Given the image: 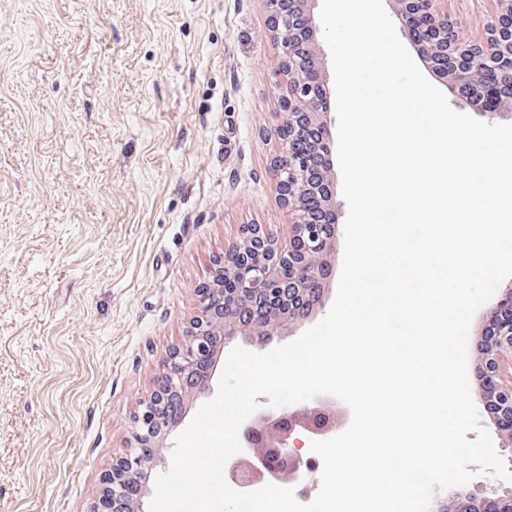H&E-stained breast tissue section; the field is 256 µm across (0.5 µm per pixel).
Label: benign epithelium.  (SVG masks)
Segmentation results:
<instances>
[{"mask_svg":"<svg viewBox=\"0 0 512 512\" xmlns=\"http://www.w3.org/2000/svg\"><path fill=\"white\" fill-rule=\"evenodd\" d=\"M266 2L271 38L278 49L280 106L272 177L290 216L288 240L273 239L257 224L244 226L240 240L224 250V261L214 264L211 281L197 288V314L184 342L167 356L152 397L142 403L145 409L167 399V381L194 375L204 344L255 336L253 347L260 353L266 346L263 337L270 335L268 328L298 320L294 304L308 290L314 292L313 312L323 310L321 290L332 270L338 213L332 154L335 90L323 48L321 0H288L286 15L282 0ZM441 2L389 0L390 18L413 43L420 60L444 82L448 48L455 49L457 80L448 94L456 103L482 98L483 112L495 115L493 95L512 91V0H497L494 18L471 39L448 26V12ZM244 277L248 287L267 291V315L261 323H246L238 310L224 309V283ZM484 316L491 318L496 348L483 360L481 370L500 403V431L512 435V293L487 308ZM328 404L329 399L317 396L300 406L267 405L257 410L239 429L242 450L227 460L225 480L242 491L285 479L298 483L311 469L305 443L326 440L336 431V420L325 413ZM134 426L136 435L149 434L154 446L145 460L129 452L112 464L92 512H141L140 500H121L118 492L161 462L156 448L167 436L168 426L149 419L146 412L135 416Z\"/></svg>","mask_w":512,"mask_h":512,"instance_id":"benign-epithelium-1","label":"benign epithelium"}]
</instances>
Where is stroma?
<instances>
[{"instance_id":"obj_1","label":"stroma","mask_w":512,"mask_h":512,"mask_svg":"<svg viewBox=\"0 0 512 512\" xmlns=\"http://www.w3.org/2000/svg\"><path fill=\"white\" fill-rule=\"evenodd\" d=\"M277 57L265 0H0V512H89L214 259L287 237Z\"/></svg>"}]
</instances>
